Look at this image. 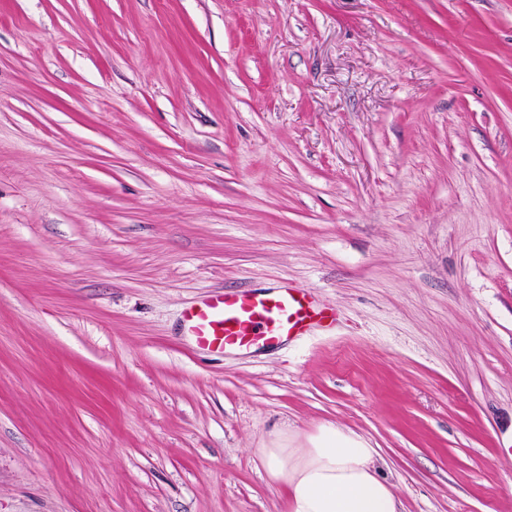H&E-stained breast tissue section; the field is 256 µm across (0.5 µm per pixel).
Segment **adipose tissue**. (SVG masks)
<instances>
[{
  "mask_svg": "<svg viewBox=\"0 0 512 512\" xmlns=\"http://www.w3.org/2000/svg\"><path fill=\"white\" fill-rule=\"evenodd\" d=\"M257 455L267 480L284 489L288 512H399L378 474L377 450L335 425L320 427L300 447L279 432Z\"/></svg>",
  "mask_w": 512,
  "mask_h": 512,
  "instance_id": "adipose-tissue-1",
  "label": "adipose tissue"
}]
</instances>
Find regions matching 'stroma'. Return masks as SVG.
Listing matches in <instances>:
<instances>
[{"instance_id": "1", "label": "stroma", "mask_w": 512, "mask_h": 512, "mask_svg": "<svg viewBox=\"0 0 512 512\" xmlns=\"http://www.w3.org/2000/svg\"><path fill=\"white\" fill-rule=\"evenodd\" d=\"M288 284L335 326L185 333ZM329 423L512 512V0H0V512H286ZM184 319L201 349L248 352L330 328L336 324V310L317 303L308 288L285 285L213 294L189 307Z\"/></svg>"}]
</instances>
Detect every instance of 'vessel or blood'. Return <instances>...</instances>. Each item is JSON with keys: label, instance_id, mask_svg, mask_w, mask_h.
Returning <instances> with one entry per match:
<instances>
[{"label": "vessel or blood", "instance_id": "vessel-or-blood-1", "mask_svg": "<svg viewBox=\"0 0 512 512\" xmlns=\"http://www.w3.org/2000/svg\"><path fill=\"white\" fill-rule=\"evenodd\" d=\"M185 326L198 347L248 352L281 345L336 323V310L316 302L310 289L285 285L218 293L189 307Z\"/></svg>", "mask_w": 512, "mask_h": 512}]
</instances>
